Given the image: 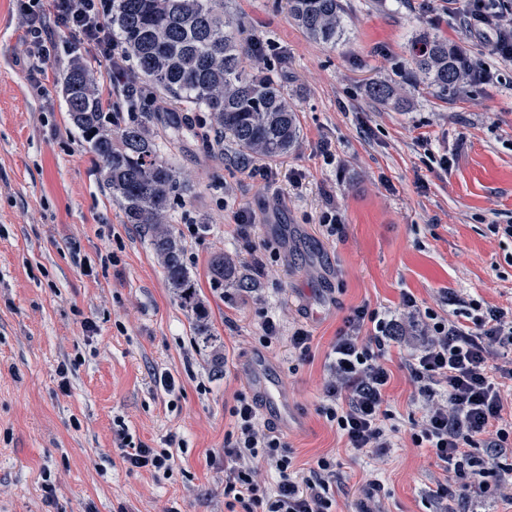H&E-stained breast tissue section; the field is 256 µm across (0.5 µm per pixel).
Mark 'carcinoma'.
Listing matches in <instances>:
<instances>
[{"mask_svg":"<svg viewBox=\"0 0 512 512\" xmlns=\"http://www.w3.org/2000/svg\"><path fill=\"white\" fill-rule=\"evenodd\" d=\"M288 18L308 37L334 46L345 33L342 0H286ZM112 37L128 58L123 85L131 112L119 123L105 111L95 83L81 62L61 77L70 120L88 143L94 165L128 223L142 226L166 280L183 307L195 315L203 340L211 333L206 309L183 261V248L168 225V211L185 184L159 154L149 112H138L143 85L173 102L179 112H207L214 141L234 146L239 157L276 159L299 143L296 110L278 77L252 67L257 39L226 14L224 0H112ZM415 70L441 92L458 87L477 61L448 40L422 35L411 46ZM370 96L404 105L402 87L374 83ZM223 284L235 265L223 254L210 263Z\"/></svg>","mask_w":512,"mask_h":512,"instance_id":"carcinoma-1","label":"carcinoma"}]
</instances>
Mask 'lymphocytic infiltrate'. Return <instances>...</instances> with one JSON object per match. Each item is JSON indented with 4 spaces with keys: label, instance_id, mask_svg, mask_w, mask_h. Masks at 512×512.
<instances>
[{
    "label": "lymphocytic infiltrate",
    "instance_id": "obj_1",
    "mask_svg": "<svg viewBox=\"0 0 512 512\" xmlns=\"http://www.w3.org/2000/svg\"><path fill=\"white\" fill-rule=\"evenodd\" d=\"M111 0H43L33 9L22 0L33 50L26 65L31 88L44 95L45 65L55 48V30L86 42L85 64L97 70L108 63L122 69L126 56L106 21ZM466 26L490 35L501 58L512 59V10L503 0H472ZM401 311L420 319L428 335L411 350L403 366L423 410L413 424L414 447L430 449L444 472L460 482V497L487 495L512 486V422L503 420V381H512V314L472 301L466 322L423 309L411 293L401 296ZM399 322L362 305L345 320L329 359L324 400L318 411L345 438L355 456L373 457L394 447L400 433L389 409L388 356ZM232 431L224 438V512H336L331 491L335 459L323 456L309 471L298 468L281 432L262 420L258 400L240 390L230 408Z\"/></svg>",
    "mask_w": 512,
    "mask_h": 512
}]
</instances>
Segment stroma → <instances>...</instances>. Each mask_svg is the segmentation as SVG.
<instances>
[{"instance_id":"1","label":"stroma","mask_w":512,"mask_h":512,"mask_svg":"<svg viewBox=\"0 0 512 512\" xmlns=\"http://www.w3.org/2000/svg\"><path fill=\"white\" fill-rule=\"evenodd\" d=\"M286 0H227L260 42L298 113L300 144L275 160L206 146L207 113L177 112L151 93L161 155L187 185L168 213L207 310L211 343L170 288L148 237L128 223L69 119L60 73L89 48L56 32L46 95L32 76L16 0H0V512H224V438L235 392L263 365L288 402V450L298 467L336 460L338 512H445L447 480L433 455L402 439L369 462L354 458L318 412L327 354L361 305L398 313L402 292L442 314L470 300L512 310V61L473 36L448 0H346L336 47L292 24ZM447 38L492 78L446 95L406 85L396 109L371 83L412 70V40ZM266 166L269 178L251 176ZM338 209L342 235L324 234ZM255 222L251 244L235 236ZM230 256L253 287L214 284L209 262ZM275 317L281 340L257 338ZM313 334L300 361L298 327ZM386 394L402 431L421 405L402 364ZM222 367H215V356ZM69 368L60 379L57 368ZM172 448L168 473L132 470L115 434ZM380 471L382 490L364 487ZM55 487L46 500L43 481ZM313 336L304 327L297 328L292 336H288V348L300 359L306 360L311 356Z\"/></svg>"}]
</instances>
